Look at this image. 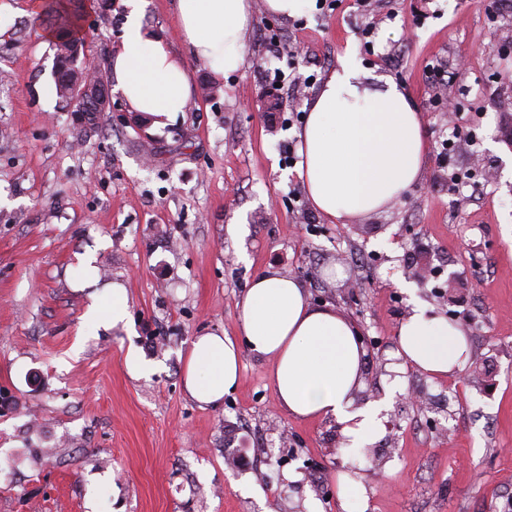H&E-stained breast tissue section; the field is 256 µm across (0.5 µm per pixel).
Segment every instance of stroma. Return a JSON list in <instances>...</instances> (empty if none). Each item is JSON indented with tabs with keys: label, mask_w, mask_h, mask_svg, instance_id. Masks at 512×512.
Masks as SVG:
<instances>
[{
	"label": "stroma",
	"mask_w": 512,
	"mask_h": 512,
	"mask_svg": "<svg viewBox=\"0 0 512 512\" xmlns=\"http://www.w3.org/2000/svg\"><path fill=\"white\" fill-rule=\"evenodd\" d=\"M30 2L0 0V512H339L344 470L364 480L366 512H512V12L435 0L417 26L419 0H335L293 18L253 0L244 64L210 98L178 0H143L144 26L191 85L188 110L151 129L117 92L87 122L61 110L48 23ZM125 20L122 0H84L81 35L104 77ZM265 32L293 52L271 58ZM349 47L405 88L428 151L406 194L341 224L313 208L279 147ZM460 59L453 96L426 67ZM450 96L468 133L445 154L434 102ZM88 256L102 282L126 286L127 324L86 321L89 293L71 278ZM423 257L434 271L421 280ZM270 268L374 341L356 403H382V431L354 454L335 420L283 412L249 351L221 406L183 391L191 341L235 335L242 295ZM416 302L463 327L482 384L409 369L392 390Z\"/></svg>",
	"instance_id": "stroma-1"
}]
</instances>
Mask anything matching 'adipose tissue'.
Instances as JSON below:
<instances>
[{
	"mask_svg": "<svg viewBox=\"0 0 512 512\" xmlns=\"http://www.w3.org/2000/svg\"><path fill=\"white\" fill-rule=\"evenodd\" d=\"M126 27L111 55L116 89L153 121L186 111L191 87L169 42L143 28L140 0H124ZM252 0H178L185 43L214 76L243 64L239 40ZM298 174L312 205L331 221L369 215L405 194L421 177L426 151L420 116L393 80L370 84L354 52L313 97L299 134ZM238 338L208 331L191 343L183 386L202 406H221L240 377L241 348L271 365L279 406L298 419H332L353 442L375 438L378 404L359 407L366 352L354 325L311 304L303 284L269 269L241 302ZM404 367L445 379L463 370V330L414 305L398 334Z\"/></svg>",
	"mask_w": 512,
	"mask_h": 512,
	"instance_id": "ef3b65f1",
	"label": "adipose tissue"
}]
</instances>
